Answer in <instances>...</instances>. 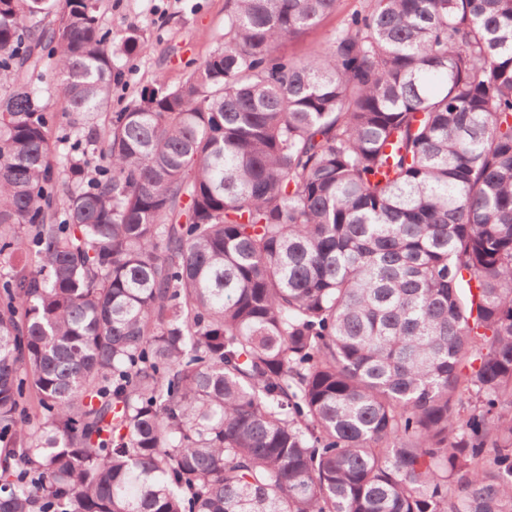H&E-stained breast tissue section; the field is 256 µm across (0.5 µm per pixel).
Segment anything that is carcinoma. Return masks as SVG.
<instances>
[{
  "instance_id": "cac0c4a2",
  "label": "carcinoma",
  "mask_w": 512,
  "mask_h": 512,
  "mask_svg": "<svg viewBox=\"0 0 512 512\" xmlns=\"http://www.w3.org/2000/svg\"><path fill=\"white\" fill-rule=\"evenodd\" d=\"M339 2L225 0L88 177L142 29L0 0V233L36 256L0 313V512H512V0H364L288 59ZM44 51L88 127L62 224ZM361 0H340L336 12L325 18L319 26L307 32L298 40L287 42L283 52L290 57H300L313 49L323 46L341 26L344 17L359 8Z\"/></svg>"
}]
</instances>
